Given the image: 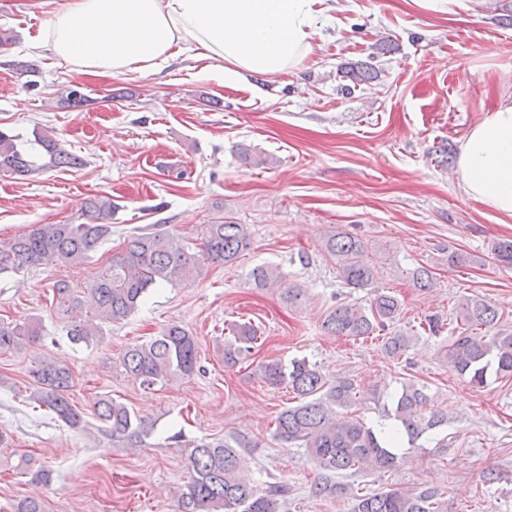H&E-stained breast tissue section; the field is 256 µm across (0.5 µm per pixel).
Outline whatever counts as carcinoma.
<instances>
[{"instance_id":"1","label":"carcinoma","mask_w":512,"mask_h":512,"mask_svg":"<svg viewBox=\"0 0 512 512\" xmlns=\"http://www.w3.org/2000/svg\"><path fill=\"white\" fill-rule=\"evenodd\" d=\"M355 85L378 79L372 61L354 64L345 71ZM70 109L91 105L89 97L74 85L62 95ZM83 159L60 147L46 133L30 140L0 130V173L25 175L47 168H79ZM112 198L95 195L85 201L79 224H35L20 235L0 242V273L15 272L53 262L82 264L93 257L112 237ZM252 245L245 224L217 221L205 225L200 243H189L167 230L137 228L128 234L108 266L82 287L67 280L52 285L59 307L87 306L90 319L67 325L66 336L75 345L100 340L102 324L118 323L135 313L149 290L162 284H185L199 277L205 265L235 263ZM336 260V274L344 287L360 291L374 287L378 270L366 258L367 247L358 237L335 232L321 245ZM406 279L415 288L434 287L432 272L423 265L405 269ZM249 278L257 288H274L283 276L271 265L254 267ZM402 303L389 292L374 291L366 306L344 303L323 320L322 328L331 336L378 339L385 353L399 357L423 333L440 334L444 324L428 317L406 329L393 330L400 321ZM501 316L486 301L468 297L459 304L457 334L441 348L451 372L474 387L483 388L488 378L512 379V331L500 327ZM44 333L42 321L23 323L0 321V355L22 350ZM257 329L249 322L238 324L231 339L224 342V363L236 365L257 347ZM199 346L195 336L182 325L171 323L159 335L128 346L120 357L125 374L140 385L152 388L173 380L188 379L198 366ZM32 391L27 400L32 408L44 410L52 418L73 429L88 425L85 415L70 401L71 369L58 361L38 360L29 369ZM258 377L267 386H288L295 405L282 410L275 419L274 436L281 442L304 449L306 457L321 470L324 482L314 495L346 492L332 482L336 475L364 471H389L404 463L412 449H422L420 440L432 437L437 448L448 447V435L439 430L448 425V413L428 408V385L409 378L392 395V407L385 410L387 423L368 425L347 415L361 400L363 390L348 377L328 378L318 365L306 358L284 365L269 360L258 365ZM93 415L100 430L114 439L141 446L153 424L139 417L127 405L109 397L99 398ZM188 451L189 481L181 496L186 512H285L291 488L282 482L259 486L245 473L240 452L222 439L201 438L184 444ZM29 482L47 486L53 470L32 467L21 459ZM350 512H448V498L436 487L413 490L400 488L380 492H350ZM13 512H45L42 498L34 493L20 499Z\"/></svg>"}]
</instances>
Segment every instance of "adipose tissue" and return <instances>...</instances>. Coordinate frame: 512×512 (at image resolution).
<instances>
[{"label":"adipose tissue","mask_w":512,"mask_h":512,"mask_svg":"<svg viewBox=\"0 0 512 512\" xmlns=\"http://www.w3.org/2000/svg\"><path fill=\"white\" fill-rule=\"evenodd\" d=\"M322 0H68L36 48L78 73L118 76L162 68L175 52L216 61L224 80L273 77L311 54ZM465 195L512 215V99L464 137Z\"/></svg>","instance_id":"1"}]
</instances>
